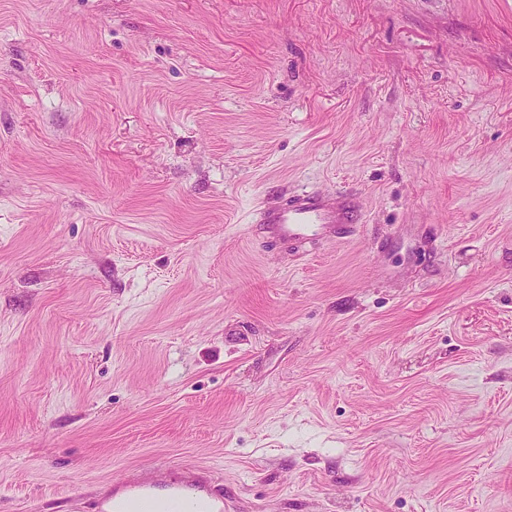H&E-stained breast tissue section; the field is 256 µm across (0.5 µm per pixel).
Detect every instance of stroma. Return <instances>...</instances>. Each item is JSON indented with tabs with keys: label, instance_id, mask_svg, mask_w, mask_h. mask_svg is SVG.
Returning <instances> with one entry per match:
<instances>
[{
	"label": "stroma",
	"instance_id": "35a3bbf8",
	"mask_svg": "<svg viewBox=\"0 0 512 512\" xmlns=\"http://www.w3.org/2000/svg\"><path fill=\"white\" fill-rule=\"evenodd\" d=\"M356 194L340 243L250 216ZM512 512V0H0V512ZM159 487L166 491L164 501L157 494ZM201 499L209 503L207 512H224V487L215 486L207 470L196 469L180 483L115 482L112 497L98 502L95 512H162L166 502L184 505L179 508L195 512Z\"/></svg>",
	"mask_w": 512,
	"mask_h": 512
}]
</instances>
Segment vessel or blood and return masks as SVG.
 I'll return each instance as SVG.
<instances>
[{
    "label": "vessel or blood",
    "instance_id": "obj_1",
    "mask_svg": "<svg viewBox=\"0 0 512 512\" xmlns=\"http://www.w3.org/2000/svg\"><path fill=\"white\" fill-rule=\"evenodd\" d=\"M264 238L300 245L309 241H340L353 234L362 214L356 200L340 192L296 191L281 204L258 209L252 216ZM210 512H224V490L207 470L196 469L186 480L159 486L158 482H115L112 495L98 502L95 512H164L176 503L196 512L199 500Z\"/></svg>",
    "mask_w": 512,
    "mask_h": 512
}]
</instances>
